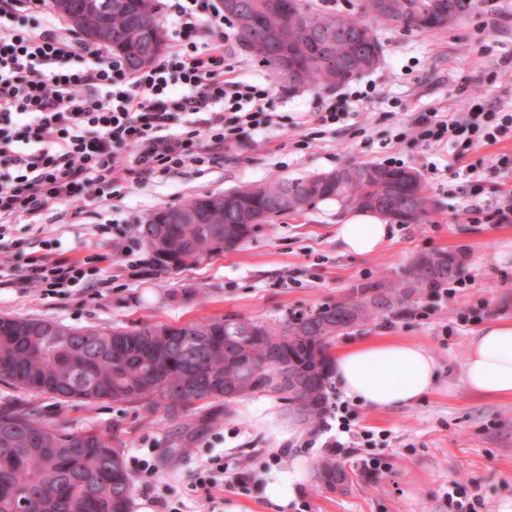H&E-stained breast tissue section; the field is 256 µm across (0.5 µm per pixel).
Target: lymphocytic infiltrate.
<instances>
[{"label":"lymphocytic infiltrate","mask_w":512,"mask_h":512,"mask_svg":"<svg viewBox=\"0 0 512 512\" xmlns=\"http://www.w3.org/2000/svg\"><path fill=\"white\" fill-rule=\"evenodd\" d=\"M164 23L172 51L130 71L103 47L63 33L45 0H0V286L59 294L85 282L81 260L33 256L15 270L6 258L14 224L40 223L62 203L79 212L129 186L214 163L272 126L268 88L224 67L216 0H173ZM410 133L461 157L512 141V110L476 103L459 117L420 112Z\"/></svg>","instance_id":"lymphocytic-infiltrate-1"}]
</instances>
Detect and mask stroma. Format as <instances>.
Listing matches in <instances>:
<instances>
[{"instance_id":"1","label":"stroma","mask_w":512,"mask_h":512,"mask_svg":"<svg viewBox=\"0 0 512 512\" xmlns=\"http://www.w3.org/2000/svg\"><path fill=\"white\" fill-rule=\"evenodd\" d=\"M224 34L225 66L270 86L266 109L274 114L273 126L216 163L125 190L79 215L62 204L42 223L15 225L13 235L22 241L13 256L16 266L46 254L48 240L57 238L61 256L101 257L102 283L63 294L0 286V316L47 318L74 328L175 325L229 315L275 321L343 298L353 285L401 269L421 252L460 251L467 261V287L421 297L408 312L350 330L334 342L340 348L390 337L420 344L438 365L436 387L412 406L380 411L352 403L355 430L373 432L375 441L340 456L357 476L344 495L324 489L314 477V462L328 454L326 433L286 417L268 398L235 404L228 417L219 410L201 412L189 432L173 421L141 425L133 410L109 403L76 406L41 399V418L64 419L76 429L120 419L128 429L126 455L153 450L157 474L149 483L135 477L132 512H154L151 500L158 496L183 501L185 512H211L216 502L226 512H459L457 500L448 496L456 484L479 496L478 512H501L502 504L512 500V398L473 393L461 372L469 342L482 326L512 320V259L502 256L504 244L512 241V223L494 218L497 207L512 202V178L491 172L501 154L512 153V143L479 146L459 159L448 145L428 146L398 132L416 113L458 112L474 92L490 106L512 103V69L503 65L512 57V0H480L458 26L444 31L379 25L382 61L350 82L354 88L370 87V97L356 105L350 119L322 135L308 119L329 91L283 88L240 46L232 25H225ZM390 158L421 175L437 210L425 224H391L387 243L371 256L346 254L337 246L335 226L343 212L332 201L274 218L239 250L177 274L157 271L143 250L138 262H129L118 242L99 230L115 222L132 237L139 221L155 209L198 195ZM476 172L485 178L477 197L471 194ZM474 203L484 210L478 224L466 214ZM183 287L189 295L167 299L170 289ZM462 313L477 319L459 326ZM274 456L278 470L298 474L299 495L285 507L266 493ZM218 457L250 471L254 481L243 490L220 480L196 484V473ZM373 458L381 459V468H369Z\"/></svg>"}]
</instances>
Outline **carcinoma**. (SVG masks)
<instances>
[{
    "label": "carcinoma",
    "mask_w": 512,
    "mask_h": 512,
    "mask_svg": "<svg viewBox=\"0 0 512 512\" xmlns=\"http://www.w3.org/2000/svg\"><path fill=\"white\" fill-rule=\"evenodd\" d=\"M238 9L224 13L233 23L241 46L281 80L274 53L259 56L245 42L250 31L277 32L282 21L267 8L268 0H237ZM436 0H392V10L381 12L378 0H364L358 16L314 13L305 0H293L294 22L288 50L301 67L295 87H337L373 70L383 59V45L374 24L412 20L433 15ZM112 11V28L126 38L116 50L130 70L154 60L165 46L156 21L158 0H121ZM360 35L364 52L372 60L336 77V71L317 60L334 56L346 38ZM336 177L313 174L269 184H252L228 191L222 224H237L242 240L258 229L255 213L266 220L303 212L317 203L336 200L353 210L391 214L399 224H421L436 211L421 176L412 170L378 164L349 165ZM216 198L207 194L173 207L155 210V219L170 209L202 212ZM161 243L154 242L157 225L140 223L137 232L151 256V264L170 273L199 265L224 254L210 237L208 224H167ZM464 272L460 254L444 250L419 255L416 262L392 275L353 287L352 294L316 309L301 311L276 322L244 317L204 318L180 326L142 323L136 327L76 328L58 336L49 331L53 321L24 316H0V382L33 396H46L76 405L116 403L128 405L146 422L181 420L186 427L199 410L231 406L256 396L270 397L284 413L317 428L330 397L333 356L337 336L358 326L407 310L421 295L433 294ZM345 318L343 329L324 328L335 316ZM289 367L306 381L302 398L308 415L298 414L288 384L271 388L277 371ZM206 377L211 390L191 398L184 386L196 375ZM236 396L224 397V384ZM124 422L112 421L104 429L75 430L65 422L49 424L26 404L0 408V512H18L21 494H30L29 512H131L133 477L128 471ZM315 477L326 490L345 493L354 476L333 458L315 465Z\"/></svg>",
    "instance_id": "cac0c4a2"
}]
</instances>
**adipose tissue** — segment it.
<instances>
[{
  "instance_id": "1",
  "label": "adipose tissue",
  "mask_w": 512,
  "mask_h": 512,
  "mask_svg": "<svg viewBox=\"0 0 512 512\" xmlns=\"http://www.w3.org/2000/svg\"><path fill=\"white\" fill-rule=\"evenodd\" d=\"M389 235L383 216L371 211L350 214L336 227L337 244L357 256L377 253ZM333 377L346 397L386 409L421 400L438 374L423 346L380 337L338 350ZM462 381L485 397H512V320L488 323L471 339Z\"/></svg>"
}]
</instances>
